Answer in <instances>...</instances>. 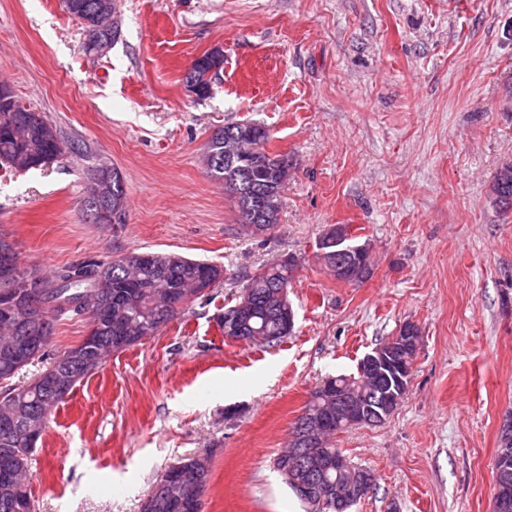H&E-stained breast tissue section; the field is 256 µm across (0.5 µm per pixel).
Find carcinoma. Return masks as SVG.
Masks as SVG:
<instances>
[{"label": "carcinoma", "instance_id": "obj_1", "mask_svg": "<svg viewBox=\"0 0 512 512\" xmlns=\"http://www.w3.org/2000/svg\"><path fill=\"white\" fill-rule=\"evenodd\" d=\"M107 0H63L65 10L83 22L100 28L105 41H113L116 32L109 19L112 7ZM248 138L231 169H218L224 160L227 142L237 136ZM269 139L267 129L253 122L224 125L214 132L206 146L207 173L224 185V194L240 204L244 190L259 193L263 205L256 209V217L243 213L246 223L240 233L253 236L265 228L278 224L281 197L288 181V160L266 152ZM79 151L75 142L63 140L55 127L40 112H34L19 102L8 109H0V164L15 171H28L53 163L65 149ZM98 175L104 192L102 199L121 213L120 223L126 222L127 193L123 177L117 170L107 171L103 166L88 170ZM495 202L502 208H512V165L504 166L493 185ZM346 226L336 224L320 238L324 251L336 249V242L345 237ZM142 252L132 250L106 263L92 262L65 266L45 278L41 284L43 307L29 309L28 284L23 274L26 267L18 259L16 247L0 234V272H12L11 282H0V375L12 373L5 386H0V462L6 458L22 459L24 470L13 468L8 476L0 474V512H34L30 488L32 455L26 453L22 431L4 426L8 410L17 401H26L24 409L30 421L46 428L47 413L44 406L57 407L62 399L44 403L50 394L55 376L64 370L76 375L75 382L94 374L113 354V348H128L143 338L152 336L163 325L178 315L183 303L179 299L198 291L200 282L212 287L224 280V267L203 260L188 258L176 252H154L153 260H140ZM359 266L351 272L352 284L359 283L370 274L369 249L361 247ZM295 262H279L265 266L254 273L244 272L243 292L249 293L253 308L237 324V335L249 337V343L272 347L291 335L287 317L282 310L291 307L288 286L292 280ZM96 308L112 312V320L124 327L122 337H116L106 323L90 322L92 339L62 351L70 361L59 367V354L48 351L51 334L41 335L28 350L25 363L13 366L11 361L22 349L28 337L45 322L54 324L62 318L81 317ZM409 379L398 380L381 358L376 364L374 378L359 373L338 375L314 390L305 409L315 419H322L323 430L319 443L320 457L330 459L338 448L336 434L353 426L347 417L336 420V393L345 392L375 414V424L383 423L398 406L406 393ZM348 474H336L327 469L320 474V494L324 507L320 512H336V486L350 482ZM150 495L165 496L167 506L162 512H192L188 504L180 502L177 485L168 478V471L160 473L154 481Z\"/></svg>", "mask_w": 512, "mask_h": 512}]
</instances>
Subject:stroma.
Wrapping results in <instances>:
<instances>
[{
	"label": "stroma",
	"mask_w": 512,
	"mask_h": 512,
	"mask_svg": "<svg viewBox=\"0 0 512 512\" xmlns=\"http://www.w3.org/2000/svg\"><path fill=\"white\" fill-rule=\"evenodd\" d=\"M100 56L61 0H0V83L82 151L0 166V233L49 273L138 249L223 265L227 279L115 354L51 414L34 452L35 512H140L157 475L210 455L204 512H306L272 468L310 394L416 324L407 391L377 426L336 437L375 486L352 512H493L512 412V0H114ZM221 50L211 93L184 86ZM253 121L288 159L279 223L242 237L203 164L211 135ZM116 168L127 222L89 221V167ZM336 224L370 276H330ZM294 257L295 328L274 347L225 339L236 276ZM495 202L502 208H512V165H505L499 172L492 189Z\"/></svg>",
	"instance_id": "stroma-1"
}]
</instances>
